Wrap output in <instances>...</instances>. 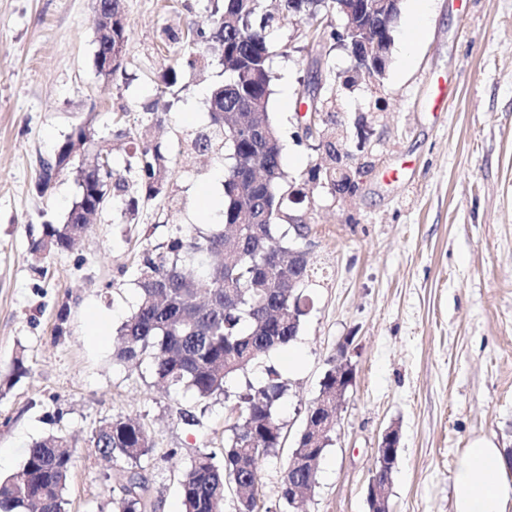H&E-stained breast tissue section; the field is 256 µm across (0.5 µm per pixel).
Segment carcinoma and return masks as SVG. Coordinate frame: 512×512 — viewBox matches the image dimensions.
<instances>
[{
    "label": "carcinoma",
    "instance_id": "carcinoma-1",
    "mask_svg": "<svg viewBox=\"0 0 512 512\" xmlns=\"http://www.w3.org/2000/svg\"><path fill=\"white\" fill-rule=\"evenodd\" d=\"M300 6L279 0L277 12L263 0H213L211 25L187 27L184 52L163 75L167 89L182 92V70L194 69L213 54L224 79L211 84L209 122L190 134L195 152L224 157L236 166L235 180L224 182V220L207 231L177 232L163 251L144 254L135 282L138 301L118 329L117 360L150 363L156 382L183 387L200 401L224 394L226 379L245 371L261 358L288 346L300 331L310 298L300 288H288V276L310 278L307 256L294 253L285 224L275 223L281 212V188L287 175L281 162V137L270 120V58L268 32L280 18ZM102 12L96 35L94 62L98 72L115 78L123 60L110 58L111 46L125 42L120 20L124 0H95ZM379 21L371 15L354 19L349 38L377 35ZM131 138L132 151L124 172L112 166L103 143L108 136L69 135L51 161L42 162L41 175L69 171L78 193L61 224L44 225L32 241L30 254L41 262L66 251L87 233L97 201L113 184L118 198L130 188L153 200L171 177V160L147 128L116 131ZM288 387L274 367L264 380L248 383L237 403L239 418L228 415L221 459L205 451L193 457L180 482L183 512H223L226 491H233L234 512H271L260 496L258 462L279 447L282 426L276 414ZM99 455L110 464V477L119 486L116 512H148L146 480L141 459L152 449L143 426L122 417L105 421L92 437ZM72 466L67 440L51 436L34 442L20 468L0 480V512H66L65 489ZM315 468L305 467L281 484L278 512H288V483L307 489L317 483Z\"/></svg>",
    "mask_w": 512,
    "mask_h": 512
}]
</instances>
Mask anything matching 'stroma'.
<instances>
[{
    "label": "stroma",
    "instance_id": "stroma-1",
    "mask_svg": "<svg viewBox=\"0 0 512 512\" xmlns=\"http://www.w3.org/2000/svg\"><path fill=\"white\" fill-rule=\"evenodd\" d=\"M125 16V73L107 80L94 66L95 0H0V477L34 441L62 434L75 445L68 512H113L115 484L91 440L103 421L130 417L153 445L145 474L155 512H182L179 482L194 454L222 453L227 409L273 366L288 381L282 443L259 477L275 507L307 408L349 338L354 383L298 512H368L366 485L391 427L400 445L390 512H453L464 448L484 437L512 449V0H433L413 43L406 2L384 77L349 86L346 51L316 37L306 17L271 33L282 212L311 229L301 246L315 271L312 307L292 345L229 379V399L206 402L159 388L147 365L116 363L113 351L143 253L214 221L198 192L222 165L188 154L185 134L208 123L219 67L186 72L190 89L176 96L160 83L182 49L168 33L209 26V0H125ZM313 104L352 154L351 193L311 176L326 158L321 140L301 136ZM116 113L132 130L160 119L173 160L165 194L133 215L114 200L72 249L36 266L31 241L63 221L77 193L64 173L39 194V160L78 125L108 133Z\"/></svg>",
    "mask_w": 512,
    "mask_h": 512
}]
</instances>
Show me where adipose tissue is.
Listing matches in <instances>:
<instances>
[{
	"mask_svg": "<svg viewBox=\"0 0 512 512\" xmlns=\"http://www.w3.org/2000/svg\"><path fill=\"white\" fill-rule=\"evenodd\" d=\"M502 468L501 450L474 439L453 477L454 512H512V482L501 479Z\"/></svg>",
	"mask_w": 512,
	"mask_h": 512,
	"instance_id": "1",
	"label": "adipose tissue"
}]
</instances>
